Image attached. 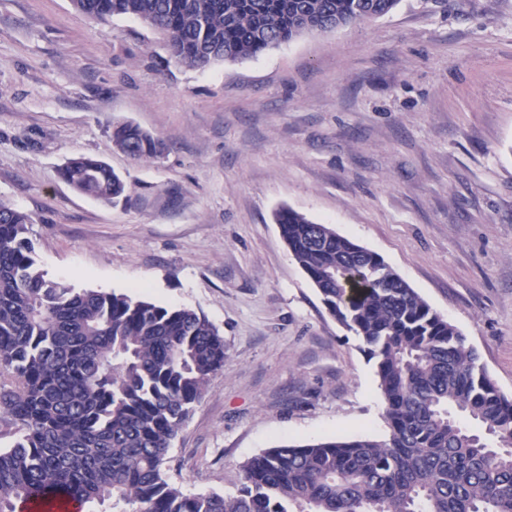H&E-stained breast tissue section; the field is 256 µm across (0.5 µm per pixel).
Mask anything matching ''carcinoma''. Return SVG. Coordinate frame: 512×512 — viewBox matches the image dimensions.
Masks as SVG:
<instances>
[{"mask_svg": "<svg viewBox=\"0 0 512 512\" xmlns=\"http://www.w3.org/2000/svg\"><path fill=\"white\" fill-rule=\"evenodd\" d=\"M97 20L162 32L189 68L253 58L309 32L389 15L399 0H72ZM117 148L154 159L165 143L129 122ZM61 179L128 199L103 161L69 159ZM280 235L329 313L375 361L388 435L269 448L241 465L237 494L188 495L164 464L224 339L206 317L125 294L77 290L41 269L31 217L0 200V512L62 499L109 512H512V398L465 336L379 255L291 208ZM503 444L491 448L465 421Z\"/></svg>", "mask_w": 512, "mask_h": 512, "instance_id": "1", "label": "carcinoma"}]
</instances>
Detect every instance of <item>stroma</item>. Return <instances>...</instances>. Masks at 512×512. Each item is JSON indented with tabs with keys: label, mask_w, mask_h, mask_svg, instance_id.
<instances>
[{
	"label": "stroma",
	"mask_w": 512,
	"mask_h": 512,
	"mask_svg": "<svg viewBox=\"0 0 512 512\" xmlns=\"http://www.w3.org/2000/svg\"><path fill=\"white\" fill-rule=\"evenodd\" d=\"M122 122L165 154L118 151ZM77 155L129 202L62 181ZM0 199L49 277L218 328L224 368L164 465L185 493H236L279 445L387 434L374 362L293 259L283 207L380 255L512 397V0H400L203 69L136 18L0 0Z\"/></svg>",
	"instance_id": "1"
}]
</instances>
